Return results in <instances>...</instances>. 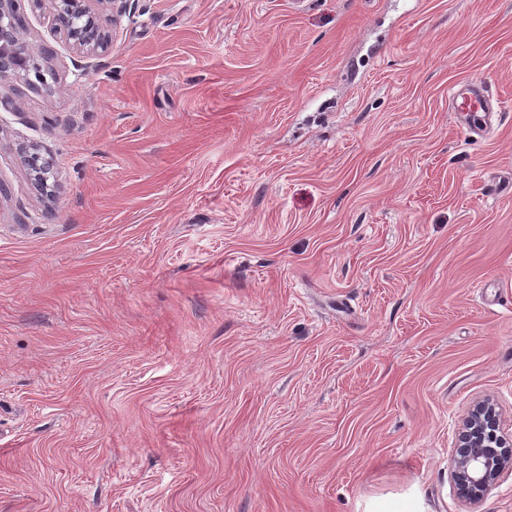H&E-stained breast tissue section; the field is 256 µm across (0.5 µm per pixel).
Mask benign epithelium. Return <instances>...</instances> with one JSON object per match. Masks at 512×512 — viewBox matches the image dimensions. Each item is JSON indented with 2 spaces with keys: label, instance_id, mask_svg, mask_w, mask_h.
<instances>
[{
  "label": "benign epithelium",
  "instance_id": "1",
  "mask_svg": "<svg viewBox=\"0 0 512 512\" xmlns=\"http://www.w3.org/2000/svg\"><path fill=\"white\" fill-rule=\"evenodd\" d=\"M56 21L67 30L76 47L97 51L105 49L108 35L88 6L89 0H48ZM15 0H0V80L35 78L46 84L43 67L30 53L23 33L12 22ZM27 164L39 185L47 183L44 171L48 162L33 153ZM453 473L460 498L467 504L480 503L495 485L501 473L512 469V437L503 433L494 405L477 404L463 420L452 459Z\"/></svg>",
  "mask_w": 512,
  "mask_h": 512
}]
</instances>
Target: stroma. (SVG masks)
Returning a JSON list of instances; mask_svg holds the SVG:
<instances>
[{
	"instance_id": "obj_1",
	"label": "stroma",
	"mask_w": 512,
	"mask_h": 512,
	"mask_svg": "<svg viewBox=\"0 0 512 512\" xmlns=\"http://www.w3.org/2000/svg\"><path fill=\"white\" fill-rule=\"evenodd\" d=\"M94 10L0 81V512H512L451 463L512 435V0ZM90 0H48L56 21L67 30L68 37L79 49H106L108 35L99 25L87 2ZM451 97L454 111L470 112V116H473V124H468L470 131L478 130L480 122L486 123L492 112L491 101L486 91L476 82L462 85L452 92ZM478 113H483V116H479ZM475 120L479 122L475 123ZM460 498L470 505L480 503L505 469H512V437L500 426L489 401L478 403L463 420L452 459Z\"/></svg>"
}]
</instances>
